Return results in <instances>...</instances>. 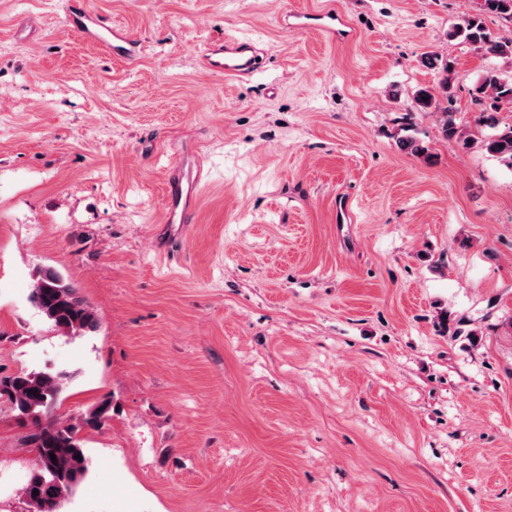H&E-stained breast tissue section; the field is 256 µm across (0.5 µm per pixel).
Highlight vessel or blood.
<instances>
[{"instance_id": "1", "label": "vessel or blood", "mask_w": 512, "mask_h": 512, "mask_svg": "<svg viewBox=\"0 0 512 512\" xmlns=\"http://www.w3.org/2000/svg\"><path fill=\"white\" fill-rule=\"evenodd\" d=\"M295 19L296 28H317L334 37L340 34L336 26V13L299 12L296 13ZM65 23L85 41L108 48L125 64L138 63L141 52L138 39L113 25L108 16L88 9L82 0H71L65 13ZM202 58L212 71L228 80L249 76L255 72L258 65L253 46L235 38L225 39L221 44L207 45L202 51ZM198 185V180L185 179L181 174L170 180L166 196L165 223L162 227L168 239L181 238L185 224L190 223L192 214L184 196L194 193Z\"/></svg>"}]
</instances>
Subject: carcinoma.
<instances>
[{"label": "carcinoma", "instance_id": "cac0c4a2", "mask_svg": "<svg viewBox=\"0 0 512 512\" xmlns=\"http://www.w3.org/2000/svg\"><path fill=\"white\" fill-rule=\"evenodd\" d=\"M484 13L495 14L511 24L512 0H482L480 13L453 25L448 36L476 46L490 58L512 60V39L493 35L483 21ZM426 64L441 71L440 95L424 88L417 90L407 116L434 112L439 115L445 138L455 139L467 147H478L512 168V126L497 129V110L503 104L512 106V75L496 66H488L478 76L472 98L481 107L482 124L493 129L492 133L485 134L457 122L451 62L441 64L434 57L426 59ZM412 128L411 123L405 128L407 134L398 140L399 146L411 155H422L426 148L411 134ZM30 300L52 327L65 336H80L97 327L94 310L77 295L74 285L52 267L36 271ZM64 389L65 373L60 371L40 370L0 377V396L8 398L19 423L33 425L27 439L35 448L37 466L22 489L28 512H58L62 497L76 488L88 472L78 428L73 424L42 420L48 408L61 398ZM111 409V401H102L83 417L81 425L92 429L100 427ZM52 454L56 459L50 458ZM78 455L82 459H76Z\"/></svg>", "mask_w": 512, "mask_h": 512}]
</instances>
